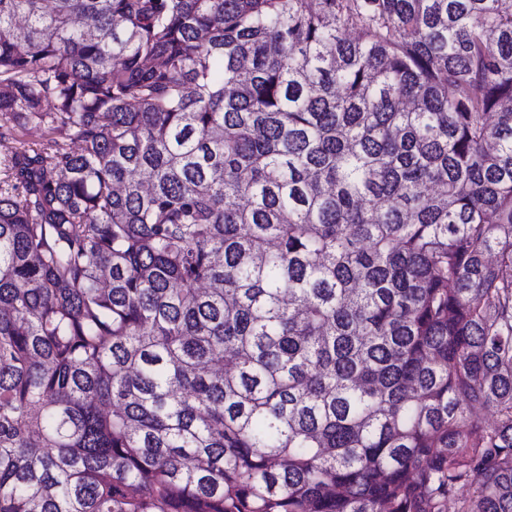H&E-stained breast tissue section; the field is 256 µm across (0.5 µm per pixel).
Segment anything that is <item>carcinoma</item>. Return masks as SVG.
I'll return each mask as SVG.
<instances>
[{"label":"carcinoma","instance_id":"1","mask_svg":"<svg viewBox=\"0 0 512 512\" xmlns=\"http://www.w3.org/2000/svg\"><path fill=\"white\" fill-rule=\"evenodd\" d=\"M0 115V512H512L504 0H0ZM7 133L5 138L0 139V179L4 178V160H8L17 151L42 148L49 137L46 127L34 123Z\"/></svg>","mask_w":512,"mask_h":512}]
</instances>
